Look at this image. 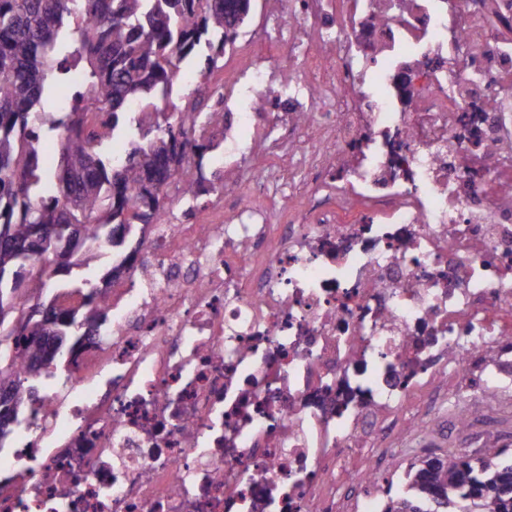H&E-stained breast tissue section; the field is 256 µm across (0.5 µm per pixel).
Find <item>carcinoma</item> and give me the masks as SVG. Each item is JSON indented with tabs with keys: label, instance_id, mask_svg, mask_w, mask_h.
<instances>
[{
	"label": "carcinoma",
	"instance_id": "1",
	"mask_svg": "<svg viewBox=\"0 0 512 512\" xmlns=\"http://www.w3.org/2000/svg\"><path fill=\"white\" fill-rule=\"evenodd\" d=\"M251 0H0V227L24 243L31 225L47 231V243L32 249L22 265L0 244V336L25 337L7 380L16 416L53 376L35 364L38 342L61 330L67 338L108 317V296L66 289L39 302L48 322L28 315L13 294L26 286L41 293L58 275L86 265L88 244L125 243L135 224H153L162 190L183 171L182 194L202 196L189 171L186 151L202 159L220 147L195 136L194 126H216L224 95L202 108L207 91L195 86L181 109L158 101L181 79L179 64L204 52V72L224 66V43L244 23ZM64 86L68 95L55 111L43 98ZM194 112L193 124L182 113ZM130 128L129 151L114 159L106 144ZM59 142L57 164L48 169L44 144ZM66 224L82 242L70 250L56 240ZM496 434L478 452L429 458L410 464L402 492L382 512H512V458Z\"/></svg>",
	"mask_w": 512,
	"mask_h": 512
}]
</instances>
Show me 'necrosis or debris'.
Segmentation results:
<instances>
[{
	"instance_id": "necrosis-or-debris-1",
	"label": "necrosis or debris",
	"mask_w": 512,
	"mask_h": 512,
	"mask_svg": "<svg viewBox=\"0 0 512 512\" xmlns=\"http://www.w3.org/2000/svg\"><path fill=\"white\" fill-rule=\"evenodd\" d=\"M223 69L224 180L167 196L0 512H374L378 433L512 404V0H278Z\"/></svg>"
}]
</instances>
